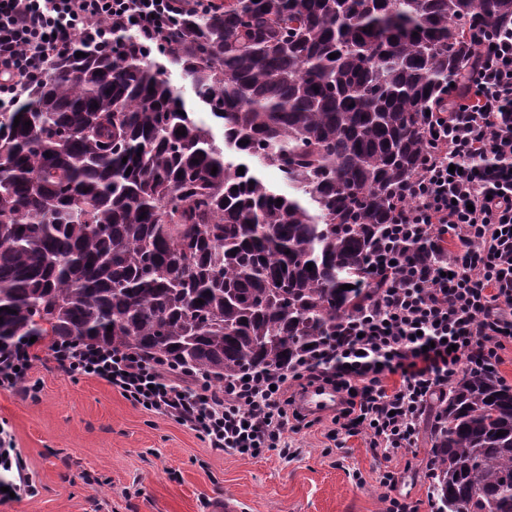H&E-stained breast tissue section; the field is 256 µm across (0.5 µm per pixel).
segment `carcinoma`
I'll return each instance as SVG.
<instances>
[{"mask_svg": "<svg viewBox=\"0 0 512 512\" xmlns=\"http://www.w3.org/2000/svg\"><path fill=\"white\" fill-rule=\"evenodd\" d=\"M511 22L512 0L186 13L159 55L219 140L134 30L108 50L76 40L0 112V351L78 339L223 379L295 363L380 287L369 258L409 202L426 111L481 52L475 33ZM433 435L436 512H512V386L464 372Z\"/></svg>", "mask_w": 512, "mask_h": 512, "instance_id": "obj_1", "label": "carcinoma"}]
</instances>
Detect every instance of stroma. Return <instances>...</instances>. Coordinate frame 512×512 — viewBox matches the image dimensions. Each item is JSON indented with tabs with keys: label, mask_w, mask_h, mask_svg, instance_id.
<instances>
[{
	"label": "stroma",
	"mask_w": 512,
	"mask_h": 512,
	"mask_svg": "<svg viewBox=\"0 0 512 512\" xmlns=\"http://www.w3.org/2000/svg\"><path fill=\"white\" fill-rule=\"evenodd\" d=\"M25 380L28 394L0 388V426L35 492L0 495V512H209L213 497L240 499L246 512H381L379 475L393 468L396 493L434 512L426 468L434 410L414 447L375 457L366 435L334 448L330 412L291 435L295 458H252L207 448L176 422L132 405L104 381L57 372L47 345Z\"/></svg>",
	"instance_id": "1"
}]
</instances>
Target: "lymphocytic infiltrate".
I'll use <instances>...</instances> for the list:
<instances>
[{
    "label": "lymphocytic infiltrate",
    "instance_id": "1",
    "mask_svg": "<svg viewBox=\"0 0 512 512\" xmlns=\"http://www.w3.org/2000/svg\"><path fill=\"white\" fill-rule=\"evenodd\" d=\"M209 2L0 0V112L44 80L75 39L110 42L118 24L146 46ZM429 129L431 151L404 189L411 204L396 211L370 259L384 287L301 361L219 384L129 349L71 341L53 347L56 368L106 382L221 452L290 454L289 434L312 425L301 404L311 387L339 396L332 440L367 434L386 460L412 448L434 397L462 372H496L512 342V26L449 88ZM394 375L398 384L388 386Z\"/></svg>",
    "mask_w": 512,
    "mask_h": 512
}]
</instances>
